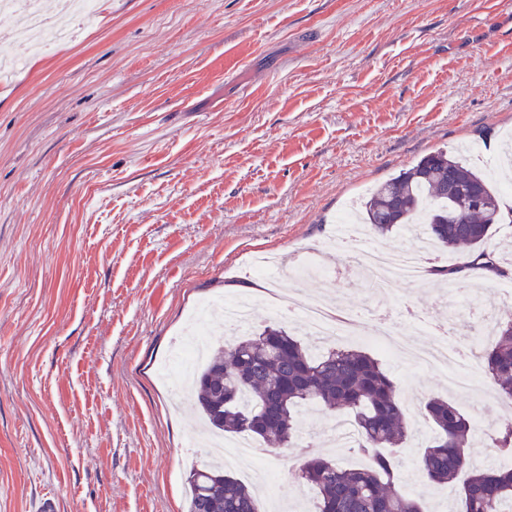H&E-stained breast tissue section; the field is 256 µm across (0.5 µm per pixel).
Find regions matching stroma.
Instances as JSON below:
<instances>
[{"instance_id":"1","label":"stroma","mask_w":512,"mask_h":512,"mask_svg":"<svg viewBox=\"0 0 512 512\" xmlns=\"http://www.w3.org/2000/svg\"><path fill=\"white\" fill-rule=\"evenodd\" d=\"M71 42L33 53L0 12V512H186L200 412L163 371L205 301L254 302L252 330L284 322L313 351L366 346L407 400L396 484L457 512L458 484L429 485L416 461L433 435L424 403L456 399L495 430L489 393L455 397L447 373L366 342L370 285L329 248L349 202L423 155L512 129V0H99L76 24L40 0ZM318 266L257 278V258ZM356 311L349 335H309L275 291ZM480 304L512 319V281L396 287V310L452 315L483 347ZM335 419L298 416V436L258 465L260 512H312L302 449L339 458Z\"/></svg>"}]
</instances>
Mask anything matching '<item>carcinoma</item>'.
<instances>
[{
	"label": "carcinoma",
	"instance_id": "1",
	"mask_svg": "<svg viewBox=\"0 0 512 512\" xmlns=\"http://www.w3.org/2000/svg\"><path fill=\"white\" fill-rule=\"evenodd\" d=\"M476 190L489 208L469 211L466 223L448 220V198ZM365 223L378 234L404 224L427 227L431 239L451 252L464 251L458 264L434 266L440 281L492 274L512 280V261L485 247L494 226L512 224V207L485 176L448 151L423 156L411 168L378 184L364 202ZM495 343L478 350L498 397L512 405V320L494 321ZM197 402L210 426L224 433L253 437L273 450L295 437L297 413L307 404L329 412L346 411L357 426L358 448L370 456L362 468H345L328 456L306 457L299 477L316 494L315 512H426L423 503L395 488L397 450L409 437L406 408L394 380L370 354L331 349L316 354L281 324L224 341L215 348L198 378ZM424 409L436 435L418 457L422 476L453 483L462 472L460 512H512V468L471 466L474 422L458 405L433 397ZM497 453L512 455V422L491 437ZM188 512H259L254 493L221 466L196 469L188 476Z\"/></svg>",
	"mask_w": 512,
	"mask_h": 512
}]
</instances>
